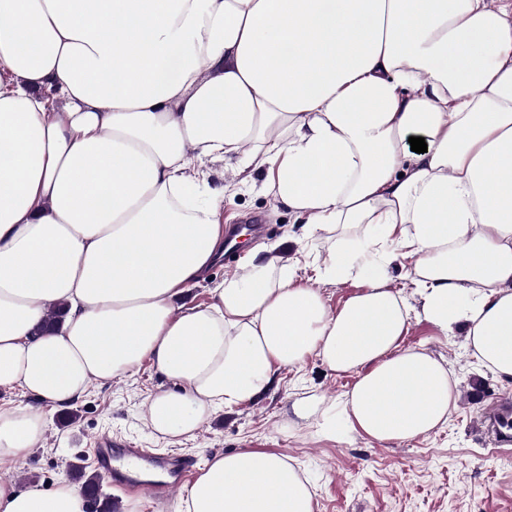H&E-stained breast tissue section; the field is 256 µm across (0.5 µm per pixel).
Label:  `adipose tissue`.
<instances>
[{
	"instance_id": "ef3b65f1",
	"label": "adipose tissue",
	"mask_w": 512,
	"mask_h": 512,
	"mask_svg": "<svg viewBox=\"0 0 512 512\" xmlns=\"http://www.w3.org/2000/svg\"><path fill=\"white\" fill-rule=\"evenodd\" d=\"M217 171L261 177L309 230L365 226L364 247L309 283L252 247L181 305L224 254ZM394 245L415 314L463 326L511 381L512 0H0V391L21 395L0 405L1 464L43 440L32 401L68 408L145 365L167 382L147 409L162 437H194L310 355L355 374L348 431L437 430L459 392L403 345ZM353 274L329 310L322 283ZM86 508L66 478H0V512ZM179 512H313V495L290 457L247 448L207 459ZM411 260L398 257L389 263L385 268V275L389 279L392 287L402 289V293L408 297L410 303L419 308L418 295L416 288H414L409 279L407 278L408 269L410 268Z\"/></svg>"
}]
</instances>
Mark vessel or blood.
Masks as SVG:
<instances>
[{
	"mask_svg": "<svg viewBox=\"0 0 512 512\" xmlns=\"http://www.w3.org/2000/svg\"><path fill=\"white\" fill-rule=\"evenodd\" d=\"M92 454L99 480L123 493L145 489L162 501L185 484L195 470L194 460L187 456L159 454L109 435L97 439Z\"/></svg>",
	"mask_w": 512,
	"mask_h": 512,
	"instance_id": "obj_1",
	"label": "vessel or blood"
}]
</instances>
